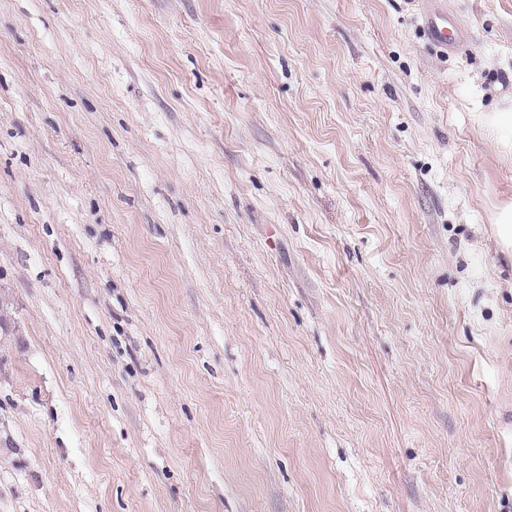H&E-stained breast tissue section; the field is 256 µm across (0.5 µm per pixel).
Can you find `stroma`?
<instances>
[{
  "label": "stroma",
  "instance_id": "stroma-1",
  "mask_svg": "<svg viewBox=\"0 0 512 512\" xmlns=\"http://www.w3.org/2000/svg\"><path fill=\"white\" fill-rule=\"evenodd\" d=\"M0 0V512H512V0ZM429 42L443 52L451 50L463 36L462 27L448 17V10L430 6L424 13ZM483 121L494 131L500 150L512 155V104L488 112Z\"/></svg>",
  "mask_w": 512,
  "mask_h": 512
}]
</instances>
